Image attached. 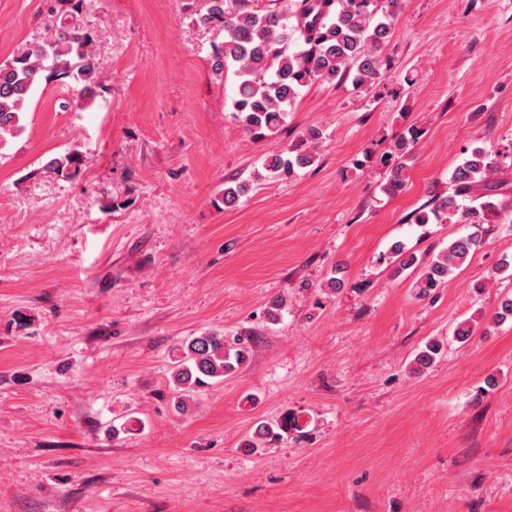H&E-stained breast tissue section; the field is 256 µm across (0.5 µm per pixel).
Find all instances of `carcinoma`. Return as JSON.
<instances>
[{"label":"carcinoma","instance_id":"obj_1","mask_svg":"<svg viewBox=\"0 0 512 512\" xmlns=\"http://www.w3.org/2000/svg\"><path fill=\"white\" fill-rule=\"evenodd\" d=\"M400 0H295L290 10L264 14L248 11L242 0H209L202 24L224 30V41L216 48L213 68L218 74L233 70L237 77L232 101L235 117L257 138L275 132L288 115L299 91L315 82L338 83L352 78L353 84L368 89L382 79L381 47L388 40L398 15ZM301 41L305 49L289 52ZM92 36L75 29L58 28L45 40L32 43L20 56L0 64V142L22 131L24 104L42 80L72 78L79 85L78 97L92 95L98 62L90 44ZM420 137L416 128L400 135L384 164L390 166L383 186L388 195L406 183L405 157ZM323 138L319 128L303 133L299 145L285 153L265 158L269 178H286L295 169L311 165L315 148ZM78 155L68 153L50 159L47 166L62 172L77 167ZM497 166L481 149H476L452 173L456 185L450 196H437L429 210L421 209L418 224H466L476 231L453 240L431 260L416 281L417 295L427 297L462 266L479 242V234L493 231L503 218L512 216V198H499L500 183L494 178ZM396 262L394 273L414 266L417 259L401 242L390 248ZM442 345L429 342L415 358L417 369H426L440 354ZM250 343L216 332L191 338L175 348L171 373L174 390L190 392L212 379L237 372L248 360ZM307 423L288 414L273 423L258 424L244 447L250 451L297 433L305 434Z\"/></svg>","mask_w":512,"mask_h":512}]
</instances>
